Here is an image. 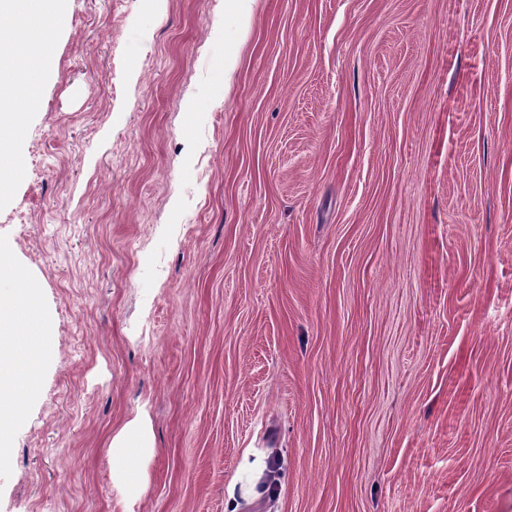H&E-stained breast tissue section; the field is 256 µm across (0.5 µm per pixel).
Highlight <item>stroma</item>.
Segmentation results:
<instances>
[{
	"mask_svg": "<svg viewBox=\"0 0 512 512\" xmlns=\"http://www.w3.org/2000/svg\"><path fill=\"white\" fill-rule=\"evenodd\" d=\"M225 20L36 38L0 242L48 352L0 512H512V0H254L216 87ZM112 479L126 482L133 463H139L152 450L153 440L143 416L125 424L111 441Z\"/></svg>",
	"mask_w": 512,
	"mask_h": 512,
	"instance_id": "stroma-1",
	"label": "stroma"
}]
</instances>
